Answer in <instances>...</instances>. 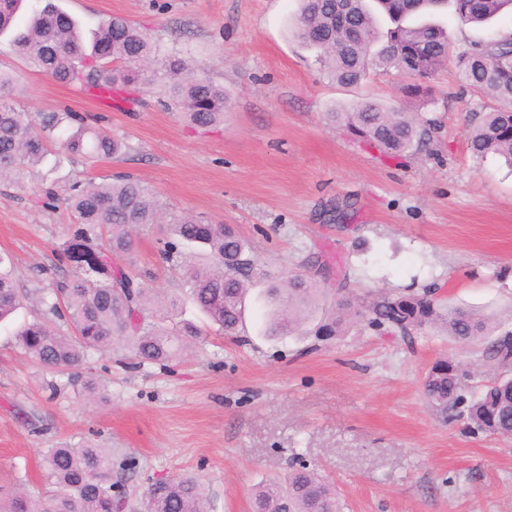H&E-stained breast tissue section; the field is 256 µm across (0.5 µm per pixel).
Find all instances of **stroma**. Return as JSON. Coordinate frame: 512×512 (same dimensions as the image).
I'll use <instances>...</instances> for the list:
<instances>
[{
	"instance_id": "obj_1",
	"label": "stroma",
	"mask_w": 512,
	"mask_h": 512,
	"mask_svg": "<svg viewBox=\"0 0 512 512\" xmlns=\"http://www.w3.org/2000/svg\"><path fill=\"white\" fill-rule=\"evenodd\" d=\"M54 2L88 31L113 15L130 19L162 51L222 84L233 106L206 134L152 93L134 106H105L38 72L0 38V70L18 77L29 112L91 116L128 145L91 171L77 157L40 165L23 185H0V254L24 295L13 321L0 325V487L47 491L46 451L90 439L128 462L113 478L133 506L156 480L188 474L216 512H253L255 487L301 460L335 484L345 512H512V437L471 431L462 419L443 423L421 392L440 359L474 373L478 385L512 367L439 330L405 339L355 319L338 335L315 334L342 280L369 298L432 288L448 304L494 315L497 332L512 330V165L467 148L474 113L493 100L465 88L452 59L421 98L393 70L337 84L290 34L298 0ZM435 19L459 43L512 33L508 10L481 28L458 24L450 6ZM369 96L431 120L430 146L390 160L325 120ZM116 172L177 209L231 225L270 277L297 271L316 282L320 315L292 335L266 336L261 280L239 336L210 334L204 351L168 370L136 364L120 346L91 353L77 370L31 361L15 332L67 272L57 254L71 237L66 208L42 209L35 194L45 178L64 190ZM345 200L348 218L330 222L326 205ZM156 238L139 236L138 270L150 287L178 296L184 318L203 322ZM89 377L102 388L93 402L83 393Z\"/></svg>"
}]
</instances>
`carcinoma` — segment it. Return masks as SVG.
<instances>
[{
    "label": "carcinoma",
    "instance_id": "carcinoma-1",
    "mask_svg": "<svg viewBox=\"0 0 512 512\" xmlns=\"http://www.w3.org/2000/svg\"><path fill=\"white\" fill-rule=\"evenodd\" d=\"M447 0H301L294 36L315 49L318 60L342 86L358 84L368 69H394L411 78L407 91L417 94L453 54L461 80L499 106L475 118L467 144L478 157L502 156L512 162V36L476 46L453 42L432 23H406L411 16ZM458 22L485 23L512 0H452ZM19 0L0 6V37L10 35L14 51L40 72L96 96L105 93L136 102V92L154 91L166 106L198 128L224 121L231 99L185 58L159 54L147 34L132 21L112 16L90 35L79 23L48 2L32 8L22 27L13 26ZM17 80L0 71V184H20L48 155L56 160L81 156L88 162L109 159L122 143L74 112H48L34 118L18 108ZM326 119L389 158L422 150L432 141L433 124L417 112L389 109L366 98ZM43 208L64 204L74 216L62 258L74 266L68 279L53 288V315H68L72 333L47 322L22 325L16 339L34 362L56 369L80 368L91 351H108L123 342L141 364L166 367L203 345L204 331L177 318L174 300L160 294L134 272L136 238L146 228L163 225L160 260L178 271L182 287L210 323L226 336L242 325L249 286L260 275L251 245L225 224L192 213L170 212L140 179L124 173L101 182L90 178L59 193L39 194ZM321 288L302 274H290L266 289L269 333L296 331L312 313ZM10 262L0 255V321L20 305ZM353 314L376 329L401 337L440 326L457 343L470 345L492 335L491 318L462 307H445L435 293L380 294L366 302L349 291L337 292L336 312L317 327L320 336ZM501 364L512 361V333L487 345ZM459 366L436 361L424 376L422 392L443 420L463 418L489 435H512V376L482 386L472 400L463 394ZM112 452L91 441L48 449L44 467L56 492L35 498L22 488L12 491L0 512H116L124 494L112 481ZM142 512H209L203 484L178 475L153 483ZM253 512H343L332 484L307 464L294 467L285 485L263 484L253 493Z\"/></svg>",
    "mask_w": 512,
    "mask_h": 512
}]
</instances>
